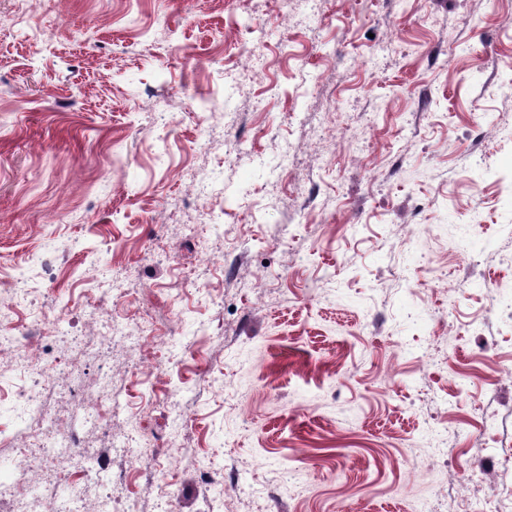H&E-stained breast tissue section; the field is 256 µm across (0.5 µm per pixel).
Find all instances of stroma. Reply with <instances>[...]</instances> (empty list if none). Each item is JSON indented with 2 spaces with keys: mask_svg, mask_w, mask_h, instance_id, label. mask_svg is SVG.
Masks as SVG:
<instances>
[{
  "mask_svg": "<svg viewBox=\"0 0 512 512\" xmlns=\"http://www.w3.org/2000/svg\"><path fill=\"white\" fill-rule=\"evenodd\" d=\"M16 7L0 268L30 291L0 295V336L72 383L32 448L11 419L35 374L0 354V455L59 497L70 432L88 457L181 449L150 512L219 489L222 512H512V0H36L26 27ZM473 233L496 248L468 263ZM139 336L173 364L142 367Z\"/></svg>",
  "mask_w": 512,
  "mask_h": 512,
  "instance_id": "1",
  "label": "stroma"
}]
</instances>
